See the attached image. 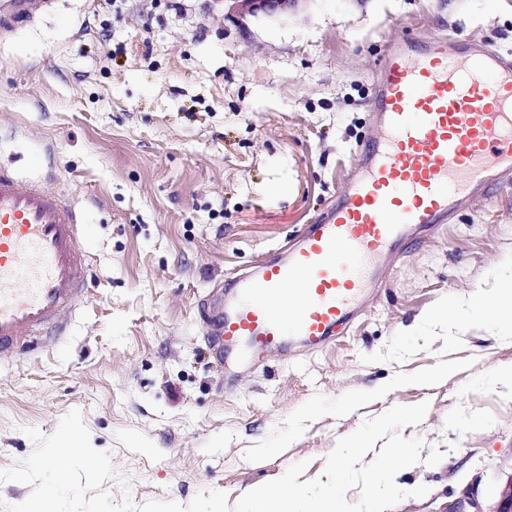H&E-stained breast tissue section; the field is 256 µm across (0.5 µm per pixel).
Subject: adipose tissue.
<instances>
[{
	"label": "adipose tissue",
	"instance_id": "1",
	"mask_svg": "<svg viewBox=\"0 0 512 512\" xmlns=\"http://www.w3.org/2000/svg\"><path fill=\"white\" fill-rule=\"evenodd\" d=\"M425 322L437 323L448 328H461L475 321L492 324L498 332L512 334V283L496 289L495 293L479 292L467 303L437 309L424 317ZM78 464L88 469L104 468V460L87 453L86 442L72 428L61 431L53 447L42 449L33 459L29 469L21 471L27 479L44 473L41 484L42 501H52L58 488L67 480L70 465Z\"/></svg>",
	"mask_w": 512,
	"mask_h": 512
}]
</instances>
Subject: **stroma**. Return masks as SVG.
Masks as SVG:
<instances>
[{
    "label": "stroma",
    "instance_id": "1",
    "mask_svg": "<svg viewBox=\"0 0 512 512\" xmlns=\"http://www.w3.org/2000/svg\"><path fill=\"white\" fill-rule=\"evenodd\" d=\"M455 31L512 52V0H310L238 24L208 0H57L0 42V163L74 198L88 286L63 336L0 362V512L60 430L108 468L72 465L52 512H234L242 493L398 405L427 403L389 512H493L512 473V335L417 318L512 282V182L406 244L376 297L319 351L225 375L200 316L346 184L373 136L383 48ZM425 496H411L417 486Z\"/></svg>",
    "mask_w": 512,
    "mask_h": 512
}]
</instances>
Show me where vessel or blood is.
<instances>
[{
    "label": "vessel or blood",
    "instance_id": "obj_1",
    "mask_svg": "<svg viewBox=\"0 0 512 512\" xmlns=\"http://www.w3.org/2000/svg\"><path fill=\"white\" fill-rule=\"evenodd\" d=\"M54 4L0 0V41ZM371 111L382 134L360 151L339 201L232 277L222 306L208 312L226 365L324 348L382 286L403 244L512 178V53L485 40L385 46ZM83 228L70 197L0 165V361L77 305L90 267L77 245Z\"/></svg>",
    "mask_w": 512,
    "mask_h": 512
}]
</instances>
